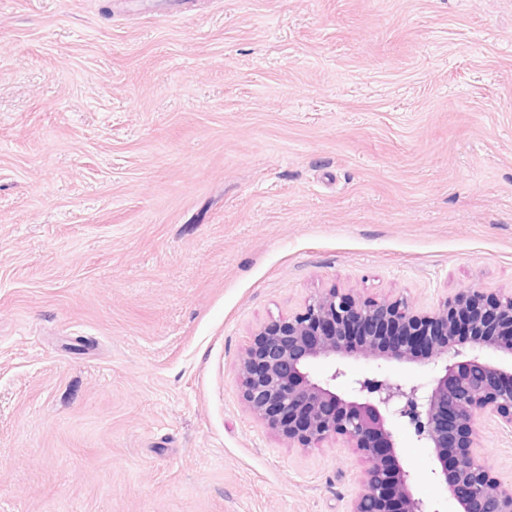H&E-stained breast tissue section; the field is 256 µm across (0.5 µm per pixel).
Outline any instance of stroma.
Masks as SVG:
<instances>
[{
    "mask_svg": "<svg viewBox=\"0 0 512 512\" xmlns=\"http://www.w3.org/2000/svg\"><path fill=\"white\" fill-rule=\"evenodd\" d=\"M177 2L0 0V512H347L359 455L243 403L254 334L331 286L512 291V0Z\"/></svg>",
    "mask_w": 512,
    "mask_h": 512,
    "instance_id": "35a3bbf8",
    "label": "stroma"
}]
</instances>
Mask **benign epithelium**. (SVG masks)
I'll return each instance as SVG.
<instances>
[{
  "label": "benign epithelium",
  "instance_id": "7a95c632",
  "mask_svg": "<svg viewBox=\"0 0 512 512\" xmlns=\"http://www.w3.org/2000/svg\"><path fill=\"white\" fill-rule=\"evenodd\" d=\"M512 359V293L467 288L430 311L403 298L361 299L332 287L295 314L264 325L242 353L238 382L246 407L300 448L340 438L365 463L348 512H438L413 492L393 428L406 418L432 449V473L459 512H512V484L477 453L476 421L494 417L512 428V367L479 351ZM373 358L443 364L430 389L357 382L336 392L342 366L322 380L320 359Z\"/></svg>",
  "mask_w": 512,
  "mask_h": 512
}]
</instances>
